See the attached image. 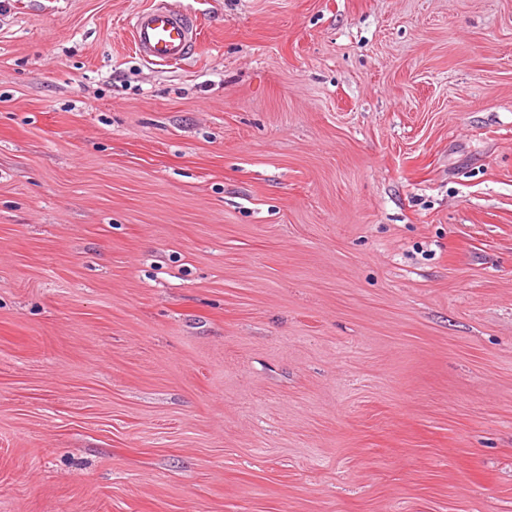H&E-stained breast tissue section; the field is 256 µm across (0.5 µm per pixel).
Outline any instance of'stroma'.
<instances>
[{"label": "stroma", "mask_w": 512, "mask_h": 512, "mask_svg": "<svg viewBox=\"0 0 512 512\" xmlns=\"http://www.w3.org/2000/svg\"><path fill=\"white\" fill-rule=\"evenodd\" d=\"M0 0V512H512V0ZM136 52L146 61L178 64L198 46V33L182 0H161L130 19Z\"/></svg>", "instance_id": "stroma-1"}]
</instances>
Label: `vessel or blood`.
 <instances>
[{"instance_id": "vessel-or-blood-1", "label": "vessel or blood", "mask_w": 512, "mask_h": 512, "mask_svg": "<svg viewBox=\"0 0 512 512\" xmlns=\"http://www.w3.org/2000/svg\"><path fill=\"white\" fill-rule=\"evenodd\" d=\"M136 52L150 62L170 65L185 60L198 46V33L182 0H157L130 20Z\"/></svg>"}]
</instances>
